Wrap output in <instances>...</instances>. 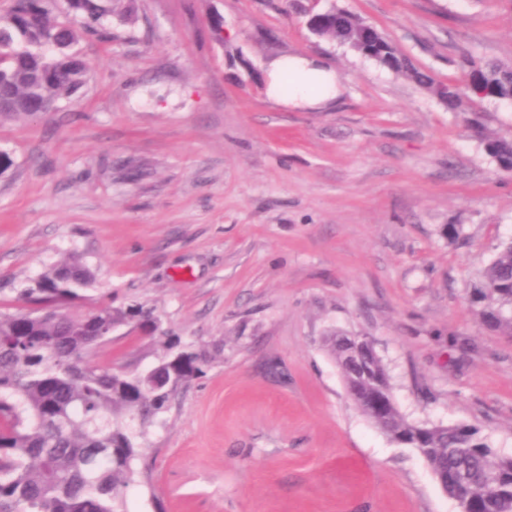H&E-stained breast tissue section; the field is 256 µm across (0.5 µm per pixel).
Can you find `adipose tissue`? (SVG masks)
<instances>
[{
    "mask_svg": "<svg viewBox=\"0 0 512 512\" xmlns=\"http://www.w3.org/2000/svg\"><path fill=\"white\" fill-rule=\"evenodd\" d=\"M268 95L297 109H318L336 101L344 86L335 72L319 59L290 55L270 59L266 64Z\"/></svg>",
    "mask_w": 512,
    "mask_h": 512,
    "instance_id": "obj_1",
    "label": "adipose tissue"
}]
</instances>
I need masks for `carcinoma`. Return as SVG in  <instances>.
Segmentation results:
<instances>
[{
    "label": "carcinoma",
    "instance_id": "carcinoma-1",
    "mask_svg": "<svg viewBox=\"0 0 512 512\" xmlns=\"http://www.w3.org/2000/svg\"><path fill=\"white\" fill-rule=\"evenodd\" d=\"M125 0H10L0 10V119L30 118L85 85L84 35L112 38L107 25L125 16ZM309 32L348 46L429 92L448 110L467 115L471 129L500 171L512 173V139L484 135L478 101L512 99V66L463 61L477 78L464 85L436 79L418 67L385 34L337 8L323 11ZM95 273L69 253L17 290L22 308L0 312V512H127L126 492L140 471L143 440L175 396L204 377L224 345H180L152 328V311L103 302L88 313ZM470 302L489 328L512 336V240L501 243L480 271ZM122 327L139 329L163 354L148 370L94 365V350ZM344 337L323 343L343 370L355 405L392 441L416 449L435 473L466 469L482 487L477 512H512V455L495 448L480 428L408 421L396 409L378 414L374 396L389 398L386 366L369 350L364 370L344 360Z\"/></svg>",
    "mask_w": 512,
    "mask_h": 512
}]
</instances>
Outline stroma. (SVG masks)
Listing matches in <instances>:
<instances>
[{
	"label": "stroma",
	"instance_id": "obj_1",
	"mask_svg": "<svg viewBox=\"0 0 512 512\" xmlns=\"http://www.w3.org/2000/svg\"><path fill=\"white\" fill-rule=\"evenodd\" d=\"M336 6L438 79L512 65V0H131L85 35L86 85L0 122V311L75 253L82 303L153 310L224 356L178 394L127 512H461L416 449L351 401L323 338L365 336L411 422L474 425L512 454V337L469 303L512 238V174L425 90L313 36ZM310 55L345 92L319 110L268 98L264 68ZM120 328L96 364L156 363Z\"/></svg>",
	"mask_w": 512,
	"mask_h": 512
}]
</instances>
